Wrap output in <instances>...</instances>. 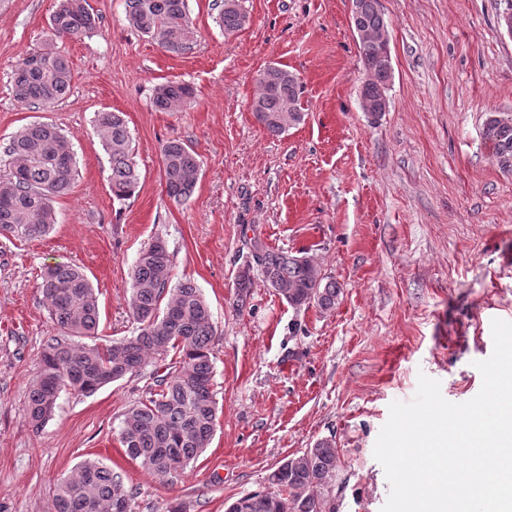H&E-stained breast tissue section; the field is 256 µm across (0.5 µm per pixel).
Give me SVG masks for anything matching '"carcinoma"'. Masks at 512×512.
Instances as JSON below:
<instances>
[{"label": "carcinoma", "instance_id": "obj_1", "mask_svg": "<svg viewBox=\"0 0 512 512\" xmlns=\"http://www.w3.org/2000/svg\"><path fill=\"white\" fill-rule=\"evenodd\" d=\"M129 25L149 35L172 55L193 51L197 34L188 0H125ZM216 22L224 36L238 34L249 22L241 0H222ZM98 16L88 0H59L44 45L25 53L13 73L17 99L29 106L49 107L70 92L72 69L57 40L90 35ZM351 28L367 73L359 98L363 111L379 117L388 111L391 66L381 56L389 51L388 23L379 0H351ZM302 86L280 66L259 75L253 100L255 119L267 132L281 135L304 120ZM193 96L190 85L166 81L154 89V105L172 111ZM97 136L112 163L110 189L118 202L130 199L139 184L130 132L121 112L96 115ZM484 139L492 145L499 170L512 174V120L486 118ZM12 171L0 180V236L35 239L57 224L53 203L68 194L75 173L72 144L52 123L34 122L12 136L5 150ZM165 188L175 201L192 195L200 170L196 153L173 139L161 146ZM158 242L141 252L131 270L127 305L138 324L137 334L109 345L95 343L100 322L98 297L76 266H48L40 291L58 335L40 356V367L27 395V414L34 427L50 417L61 392L91 394L136 376L156 364L159 390L123 414L120 443L126 455L168 482L210 445L219 424L212 393L215 328L210 307L189 280L171 282L169 253L158 254ZM296 310L336 308L342 286L326 274L314 256L270 248L250 239L249 256L238 268L234 288L237 309L252 294L256 279ZM177 359L168 360L170 354ZM340 455L336 441L324 438L301 454L288 457L266 477L264 491L232 502L226 512H337ZM132 493L121 475L98 458H87L53 490L49 512H131Z\"/></svg>", "mask_w": 512, "mask_h": 512}]
</instances>
